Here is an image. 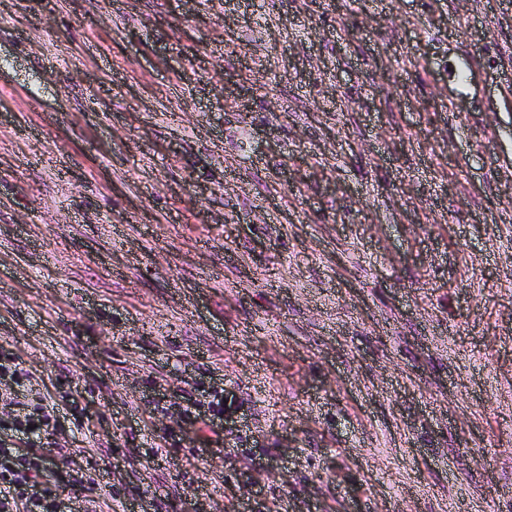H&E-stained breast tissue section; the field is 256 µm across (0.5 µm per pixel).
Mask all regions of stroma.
Segmentation results:
<instances>
[{
	"instance_id": "1",
	"label": "stroma",
	"mask_w": 512,
	"mask_h": 512,
	"mask_svg": "<svg viewBox=\"0 0 512 512\" xmlns=\"http://www.w3.org/2000/svg\"><path fill=\"white\" fill-rule=\"evenodd\" d=\"M1 349L70 500L512 512V0H0ZM19 363L9 355L0 356V384L5 386L16 385V387H23L24 380H27V374L19 367Z\"/></svg>"
}]
</instances>
